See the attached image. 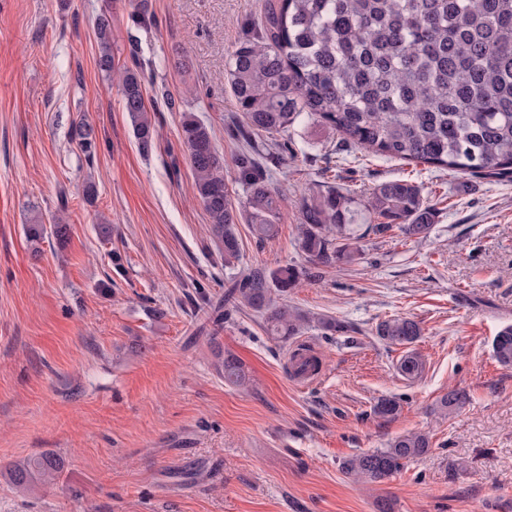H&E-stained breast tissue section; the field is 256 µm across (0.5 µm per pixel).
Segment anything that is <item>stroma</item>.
Returning <instances> with one entry per match:
<instances>
[{
  "mask_svg": "<svg viewBox=\"0 0 512 512\" xmlns=\"http://www.w3.org/2000/svg\"><path fill=\"white\" fill-rule=\"evenodd\" d=\"M266 0H0V512H512V368L492 340L512 325V179L458 177L433 166L359 156L338 133L289 128L273 164L282 193L277 234L237 227L240 254L226 268L192 193L179 144L180 109L211 130L224 181L242 200L233 158L241 126L224 72L251 36ZM147 8L155 23L132 18ZM111 11L122 62L142 63L157 147L143 154L116 83L98 69L97 15ZM98 134L86 158L72 125ZM411 179L436 209L427 237L398 230L355 242L357 259L313 268L289 305L314 322L288 342L242 308L216 325L200 299L222 306L229 280L300 264L299 202L331 183L358 194ZM93 181L87 201L82 188ZM65 214V244L32 250L24 227ZM112 225L102 241L98 224ZM403 316L413 347L380 340ZM332 318L344 332L323 335ZM322 361L310 379L291 355ZM421 373L403 376L407 352ZM242 363L246 386L225 383L217 354ZM471 401L438 409L448 389ZM400 399L391 420L373 407ZM408 432L428 454L381 483L342 462ZM51 452L54 485L23 496L4 471ZM377 336L389 345L414 344L421 336V327L415 320L396 317L382 321L376 328Z\"/></svg>",
  "mask_w": 512,
  "mask_h": 512,
  "instance_id": "35a3bbf8",
  "label": "stroma"
}]
</instances>
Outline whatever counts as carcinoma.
Wrapping results in <instances>:
<instances>
[{"mask_svg": "<svg viewBox=\"0 0 512 512\" xmlns=\"http://www.w3.org/2000/svg\"><path fill=\"white\" fill-rule=\"evenodd\" d=\"M97 65L118 76L123 111L131 120L140 149L152 152L157 132L149 116L142 73L119 66L112 44V15L103 11L95 26ZM226 79L244 127L236 155L237 182L245 199L235 204L224 183V158L209 127L192 111L181 113L179 139L193 172L194 191L212 224L214 243L224 266L238 258L235 226L250 225L260 240L274 236L280 219V195L271 186L255 136L282 135L302 116L340 133L354 148L390 159L446 168L456 175L497 180L512 177V0H268L254 24V35L233 51ZM74 137L87 156L97 147L94 128L84 122ZM379 220L364 234L383 235L397 228L411 237L427 235L433 211L419 185L392 180L376 185L369 197L324 185L302 197L299 245L307 262L349 264L356 250L351 225L360 208ZM30 242L46 234L64 243L69 225L61 216L53 225L29 224ZM308 268L286 264L265 276L259 272L236 279L224 299L226 315L243 307L265 314L272 338L298 335L312 318L286 303L276 304L272 290H288L309 276ZM377 336L405 346L421 336V327L406 317L382 321ZM493 353L512 366V326L493 340ZM224 381L245 383L240 361L231 354L218 364ZM401 372L413 378L422 361L409 353ZM470 402L463 389H450L439 401L449 415ZM402 410L396 397H384L374 414L394 419ZM431 448L424 433L411 432L386 447L346 459L342 469L370 483H380ZM63 461L53 454L12 465L6 478L19 494H34L57 483Z\"/></svg>", "mask_w": 512, "mask_h": 512, "instance_id": "1", "label": "carcinoma"}]
</instances>
